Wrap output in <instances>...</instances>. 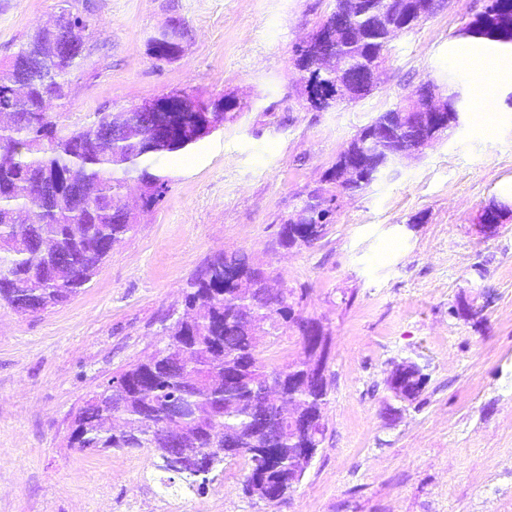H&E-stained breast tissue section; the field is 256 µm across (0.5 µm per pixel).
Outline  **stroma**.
<instances>
[{
    "label": "stroma",
    "mask_w": 512,
    "mask_h": 512,
    "mask_svg": "<svg viewBox=\"0 0 512 512\" xmlns=\"http://www.w3.org/2000/svg\"><path fill=\"white\" fill-rule=\"evenodd\" d=\"M89 2L99 26L65 122L173 90L246 108L164 162L163 201L81 293L38 316L0 307V512H159L168 473L144 451L67 447L72 416L163 344L156 319L180 305L203 258L240 248L275 287L306 292L305 314L330 338L326 434L287 498L246 497L245 466L228 461L205 489L179 492L180 512H512V218L490 236L474 226L489 198L512 199V84L477 94L461 54L486 0H444L392 42L377 89L323 112L306 101L292 48L334 0ZM60 5L0 0V67ZM172 18L189 31L185 54L154 61L148 40ZM449 74L464 100L459 127L344 196L317 245L278 247L282 218L342 147L421 81ZM404 360L427 384L397 404L386 380Z\"/></svg>",
    "instance_id": "1"
}]
</instances>
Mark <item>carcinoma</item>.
<instances>
[{"instance_id": "1", "label": "carcinoma", "mask_w": 512, "mask_h": 512, "mask_svg": "<svg viewBox=\"0 0 512 512\" xmlns=\"http://www.w3.org/2000/svg\"><path fill=\"white\" fill-rule=\"evenodd\" d=\"M441 0H336L314 46L339 56L343 77L384 64L392 37L379 17L407 31L422 13L435 14ZM61 17L90 50V31L98 20L63 8ZM172 40L150 38L148 52L171 63L184 52L188 30L169 22ZM478 40L512 47V0H488L464 28ZM313 58L293 54L294 67L307 72L317 96L336 103V77L310 69ZM78 68L75 56L55 49L51 29L38 26L20 42L0 73V303L10 311L34 315L64 304L87 285L115 244L135 234L138 216L156 209L169 178L159 164L234 121L246 105L224 96L208 100L210 112H142L133 106L115 115L95 112L80 126L68 127L48 109L44 83L54 97ZM361 129L325 172V186L307 197L354 194L372 183L361 168L346 184L336 169L363 153ZM303 222L282 219L278 244L308 248ZM263 264L244 250L208 255L184 286L185 313L173 310L160 320L164 345L146 360L131 364L98 386L77 409L66 447L98 452L147 448L156 467L171 472L185 489L199 491L224 472V462L247 465L243 492L261 501L281 500L297 487L295 457L316 448L306 432L270 419L275 403L308 413L316 431L325 427L328 383L306 382L326 370L325 346L302 345L296 358L279 367L260 350L269 327L274 335L301 332L315 323L303 314L293 292L268 285ZM277 374L272 401L263 407L259 390ZM194 407L192 421H172L169 404ZM181 431L191 452L176 463L161 442L167 427Z\"/></svg>"}]
</instances>
